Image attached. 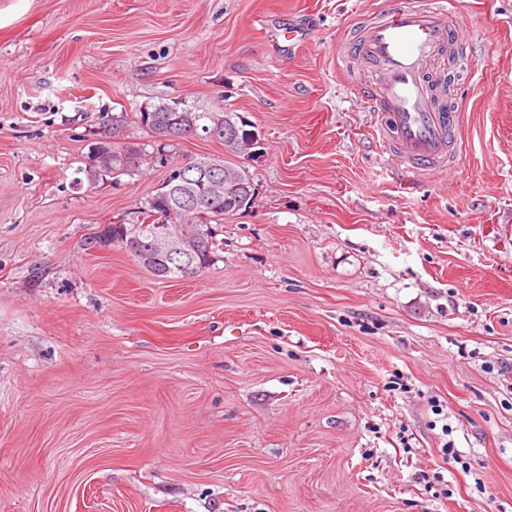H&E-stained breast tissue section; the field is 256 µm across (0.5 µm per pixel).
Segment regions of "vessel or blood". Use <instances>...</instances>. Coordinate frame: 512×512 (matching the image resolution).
<instances>
[{
	"label": "vessel or blood",
	"mask_w": 512,
	"mask_h": 512,
	"mask_svg": "<svg viewBox=\"0 0 512 512\" xmlns=\"http://www.w3.org/2000/svg\"><path fill=\"white\" fill-rule=\"evenodd\" d=\"M472 30L449 9L448 0H392L340 50L341 57L365 60L382 76L364 88V107L381 115L376 139L384 152L398 155L422 175L453 167L457 160L459 116L439 105L428 77L436 57H453L468 75Z\"/></svg>",
	"instance_id": "vessel-or-blood-1"
}]
</instances>
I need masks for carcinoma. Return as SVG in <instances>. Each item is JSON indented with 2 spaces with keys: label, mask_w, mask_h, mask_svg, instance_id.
I'll return each mask as SVG.
<instances>
[{
  "label": "carcinoma",
  "mask_w": 512,
  "mask_h": 512,
  "mask_svg": "<svg viewBox=\"0 0 512 512\" xmlns=\"http://www.w3.org/2000/svg\"><path fill=\"white\" fill-rule=\"evenodd\" d=\"M202 128L204 126L215 129L221 128V134L216 140L224 145V157H204L196 161H189L174 167L166 178L164 185L167 195L153 194L139 209L142 219L136 224H125V240L116 243L120 249L128 252L157 279L161 281L174 279H187L195 274V270L209 266L213 262L218 244L215 241L214 225L224 221V216L234 215L244 210V204L253 200L244 193L243 186L250 187V192H255L253 179L249 172L237 162L241 157L243 146L240 141L245 139L242 134V125L235 120L231 112H197L189 108L178 111L170 105H158L151 111L142 112L139 116L141 125L147 127L152 135H157L161 128L173 124L177 125L185 119ZM107 140L109 155L112 157V167L98 173L94 170L93 156H88L86 175L88 180L97 181L104 176L118 178L123 175L131 176L138 165L132 158L140 152V147L128 143L120 144L112 141V129H107L100 134ZM201 166H212L220 170L221 181L219 202L215 205L201 204L200 208L192 211L184 210L179 202L185 194L191 192L200 198H204L214 192L208 180H199L188 183L178 175L191 177ZM160 213L169 227H179L192 223L198 225L201 236L204 239L202 257L185 264L182 270H169L162 263H146L141 255L155 230L154 214Z\"/></svg>",
  "instance_id": "1"
}]
</instances>
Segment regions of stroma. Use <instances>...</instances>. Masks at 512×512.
Listing matches in <instances>:
<instances>
[{"label":"stroma","instance_id":"35a3bbf8","mask_svg":"<svg viewBox=\"0 0 512 512\" xmlns=\"http://www.w3.org/2000/svg\"><path fill=\"white\" fill-rule=\"evenodd\" d=\"M389 0H0V512H512V0H456L454 168L378 149L337 55ZM303 35L288 45L289 29ZM263 144L213 265L89 250L178 164L89 182L104 118Z\"/></svg>","mask_w":512,"mask_h":512}]
</instances>
